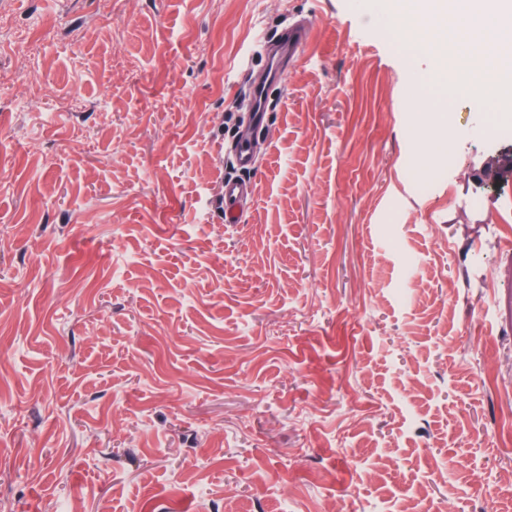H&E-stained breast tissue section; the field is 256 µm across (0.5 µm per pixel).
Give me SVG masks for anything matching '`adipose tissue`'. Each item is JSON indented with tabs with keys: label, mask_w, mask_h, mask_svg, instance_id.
Here are the masks:
<instances>
[{
	"label": "adipose tissue",
	"mask_w": 512,
	"mask_h": 512,
	"mask_svg": "<svg viewBox=\"0 0 512 512\" xmlns=\"http://www.w3.org/2000/svg\"><path fill=\"white\" fill-rule=\"evenodd\" d=\"M395 15L391 36L432 51L435 78L448 95L494 100L512 112V0H395ZM451 48L461 50L470 82L449 66Z\"/></svg>",
	"instance_id": "1"
}]
</instances>
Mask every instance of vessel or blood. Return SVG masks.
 Returning <instances> with one entry per match:
<instances>
[{
    "label": "vessel or blood",
    "mask_w": 512,
    "mask_h": 512,
    "mask_svg": "<svg viewBox=\"0 0 512 512\" xmlns=\"http://www.w3.org/2000/svg\"><path fill=\"white\" fill-rule=\"evenodd\" d=\"M310 41L311 34L308 29L291 27L281 32L275 41L265 42L263 52L267 61L266 72L251 84V123L253 129H261L265 121L270 85L280 82L282 79L283 70L279 65L280 59L297 57L301 51L309 46ZM250 192L251 187L247 183L234 179L225 180L224 198L222 200L225 223L233 224L237 222L236 206Z\"/></svg>",
    "instance_id": "obj_1"
}]
</instances>
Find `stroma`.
Masks as SVG:
<instances>
[{"mask_svg":"<svg viewBox=\"0 0 512 512\" xmlns=\"http://www.w3.org/2000/svg\"><path fill=\"white\" fill-rule=\"evenodd\" d=\"M11 9L7 512H512V176L480 184L512 123L443 96L393 0ZM294 23L241 169L254 40ZM225 177L252 186L235 224Z\"/></svg>","mask_w":512,"mask_h":512,"instance_id":"1","label":"stroma"}]
</instances>
